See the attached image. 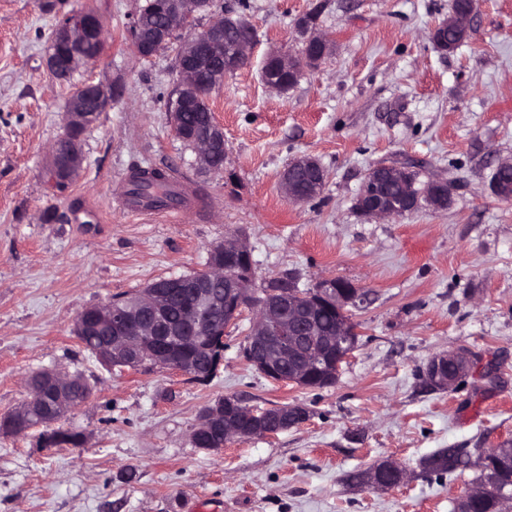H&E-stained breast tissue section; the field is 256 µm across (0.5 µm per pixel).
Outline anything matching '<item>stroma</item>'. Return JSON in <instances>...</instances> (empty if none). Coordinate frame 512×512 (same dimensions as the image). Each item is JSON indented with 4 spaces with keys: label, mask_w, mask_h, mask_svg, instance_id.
Wrapping results in <instances>:
<instances>
[{
    "label": "stroma",
    "mask_w": 512,
    "mask_h": 512,
    "mask_svg": "<svg viewBox=\"0 0 512 512\" xmlns=\"http://www.w3.org/2000/svg\"><path fill=\"white\" fill-rule=\"evenodd\" d=\"M145 0H0V416L46 368L81 376L91 400L61 429L79 446H47L33 428L0 434V512H455L479 475L426 472L441 448L471 455L512 441V200L490 189L512 158V0H477L471 39L445 54L432 31L452 0H216L256 38L249 66L227 74L208 104L224 129V171L200 170L172 130L166 99L176 50H134ZM318 11L334 52L285 93L260 71L267 53L300 51V17ZM93 12L107 50L70 82L45 66L58 19ZM122 94L81 136L83 167L64 190L45 177L64 132L63 107L87 81ZM310 155L321 193L289 199L281 177ZM414 159L456 184L443 210L367 219L354 202L367 170ZM139 167L184 179L175 218L135 217L114 189ZM244 234L259 279L299 285L343 277L363 288L359 342L335 383L309 390L268 380L244 357L253 310L224 332V361L199 382L158 368H107L74 334L86 307L202 269L212 246ZM465 348L456 387L426 386L435 356ZM231 397L254 409L306 408L270 436L194 447L206 406ZM393 461L403 483L350 486L347 474Z\"/></svg>",
    "instance_id": "stroma-1"
}]
</instances>
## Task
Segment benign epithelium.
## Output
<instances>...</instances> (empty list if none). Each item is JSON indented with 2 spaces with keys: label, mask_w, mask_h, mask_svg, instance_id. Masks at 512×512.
Returning <instances> with one entry per match:
<instances>
[{
  "label": "benign epithelium",
  "mask_w": 512,
  "mask_h": 512,
  "mask_svg": "<svg viewBox=\"0 0 512 512\" xmlns=\"http://www.w3.org/2000/svg\"><path fill=\"white\" fill-rule=\"evenodd\" d=\"M163 25L134 39L137 56L148 59L165 49L176 31L190 27L196 14L213 12L214 0H162ZM476 4L466 13L452 11L439 28L455 30L466 41L471 37L470 20ZM230 25L244 32L233 43L224 41V16L220 15L202 31L188 37L180 46L177 57L176 92L170 98L168 112L175 134L184 136L182 113L193 109L222 83L229 69L240 68L250 61L255 42L252 25L237 20ZM299 26L311 32L304 48L297 55L274 51L268 54L261 69V79L271 90L284 92L298 82L305 72L314 70L333 49L332 40L313 32V22L304 17ZM106 49L104 22L92 13L76 12L59 21L53 31L46 58L47 70L62 79L60 66L66 74L78 71L85 63L101 57ZM117 97V87L110 81L85 82L80 91L70 97L64 109L65 133L51 148L47 168L48 178L54 183L68 185L75 180L83 166L81 134L96 122L103 111ZM199 166L214 173L222 169L213 165L214 155L224 149V130L216 123L209 130L199 131L190 138ZM512 169V159L499 162L492 176L491 188L498 198L512 200V191L504 189L497 172ZM305 170L311 174L310 191L300 194L293 178L294 172ZM327 178L326 170L309 155L296 158L287 168L281 186L289 198L306 201L321 191ZM403 186L398 200L383 193L387 183ZM453 186L448 180L436 178L417 188L404 167L380 165L367 173L356 199L359 213L369 219H384L414 211L424 201L434 208L431 187ZM207 278H172L156 282L144 289L133 300H112L90 306L79 315L74 333L82 345H90L99 362L107 367L136 368L150 364L171 372L205 379L181 345L189 336L201 351H212L211 340L221 327L212 313L224 311L225 325L235 322L246 309L256 311L248 344L245 349L250 363L266 378L281 382L282 365L293 358L300 364L299 371L285 380L304 389H319L337 379L342 363L357 344L358 325L352 319L351 309L359 308L365 292L343 278H325L307 291L298 288L295 280L286 274L277 277L276 289L260 294L256 289V272L252 252L242 239L230 238L212 247L207 258ZM224 285V292L215 293L214 282ZM174 299L185 300L184 321L176 328L167 327V306ZM307 309H335L340 320L335 339L325 341L314 334L309 318L299 315V301ZM473 365V355L458 349L433 357L426 368L425 379L432 388H450L463 378ZM29 396L13 414L0 418V430L9 433L28 431L26 421L51 418L68 412L79 401L91 397L87 383L73 375H63L52 369L34 374L28 383ZM302 409L280 407L256 412L234 398H226L205 408L192 431L199 441L214 432L224 431V439H247L273 435L300 423ZM405 478L404 469L394 462H383L360 475L362 483L375 488L387 487L392 480L399 485Z\"/></svg>",
  "instance_id": "benign-epithelium-1"
}]
</instances>
